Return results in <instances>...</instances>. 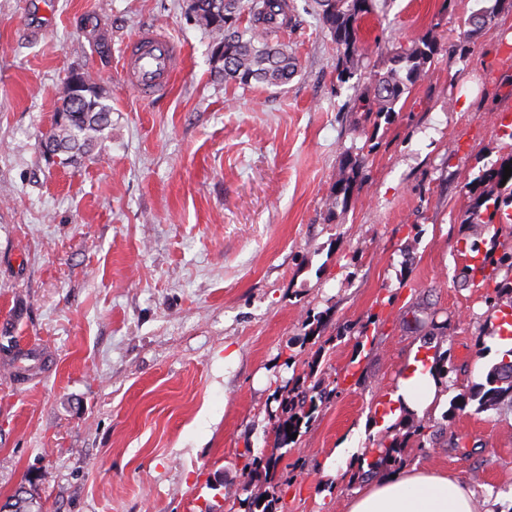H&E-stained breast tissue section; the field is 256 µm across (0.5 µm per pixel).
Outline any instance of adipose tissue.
Here are the masks:
<instances>
[{
	"instance_id": "ef3b65f1",
	"label": "adipose tissue",
	"mask_w": 512,
	"mask_h": 512,
	"mask_svg": "<svg viewBox=\"0 0 512 512\" xmlns=\"http://www.w3.org/2000/svg\"><path fill=\"white\" fill-rule=\"evenodd\" d=\"M439 383L422 361L411 362L391 395L394 414L422 415L440 399ZM349 512H476L474 493L460 480L425 472L382 480L353 499Z\"/></svg>"
}]
</instances>
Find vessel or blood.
<instances>
[{"mask_svg":"<svg viewBox=\"0 0 512 512\" xmlns=\"http://www.w3.org/2000/svg\"><path fill=\"white\" fill-rule=\"evenodd\" d=\"M181 51L162 30L146 28L126 45L123 77L151 97L167 92L180 69Z\"/></svg>","mask_w":512,"mask_h":512,"instance_id":"b4317fda","label":"vessel or blood"}]
</instances>
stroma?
<instances>
[{
  "label": "stroma",
  "mask_w": 512,
  "mask_h": 512,
  "mask_svg": "<svg viewBox=\"0 0 512 512\" xmlns=\"http://www.w3.org/2000/svg\"><path fill=\"white\" fill-rule=\"evenodd\" d=\"M290 2L297 74L243 87L214 75L189 0H0V503L23 486L43 512H228L272 492L277 512H349L415 468L512 512V405L456 402L512 317L494 282L461 279L471 244L512 242V218L464 221L512 153V0H373L345 81L312 0ZM148 27L183 57L150 98L121 71ZM425 34L439 52L394 112L354 111L391 44ZM75 70L111 123L89 153L52 155ZM423 355L444 401L383 424ZM320 381L333 393L280 446L282 399ZM381 442L398 465L375 466Z\"/></svg>",
  "instance_id": "1"
}]
</instances>
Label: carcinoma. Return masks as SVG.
<instances>
[{"mask_svg": "<svg viewBox=\"0 0 512 512\" xmlns=\"http://www.w3.org/2000/svg\"><path fill=\"white\" fill-rule=\"evenodd\" d=\"M322 27L331 35L339 52L340 79H349L355 66L367 54L360 36L359 21L372 11V0H315ZM288 0H196L195 19L211 34L212 44L223 47L222 58L213 61L216 76L224 82L250 86L263 83L268 86L287 84L297 73L298 64L288 45L273 42L285 24ZM438 51L437 44L427 35L410 46L390 50L387 65L370 74L373 95L361 94L355 100L358 112L391 113L403 94L424 77L426 66ZM84 83L67 87L66 97L57 113L56 132L47 139L53 152H80L101 134L110 122L111 108L100 101L90 75L83 74ZM512 166V156L498 168L482 175L481 183L509 189L507 196L493 195L487 190L473 199L465 223L476 224L493 220L501 205L512 203V176L503 179L504 167ZM359 177V166L345 163L338 180L339 193L348 197L353 183ZM491 272L486 278L496 283L498 293L512 294V243L501 244V253L490 260ZM476 400L482 408L512 403V383H499L498 368H492L485 382L473 385L467 395L457 398L460 406ZM286 417L276 427L281 444L292 441L290 435L299 431L309 412L305 403L291 398L282 403ZM14 512H42V506L26 491L14 496Z\"/></svg>", "mask_w": 512, "mask_h": 512, "instance_id": "carcinoma-1", "label": "carcinoma"}]
</instances>
